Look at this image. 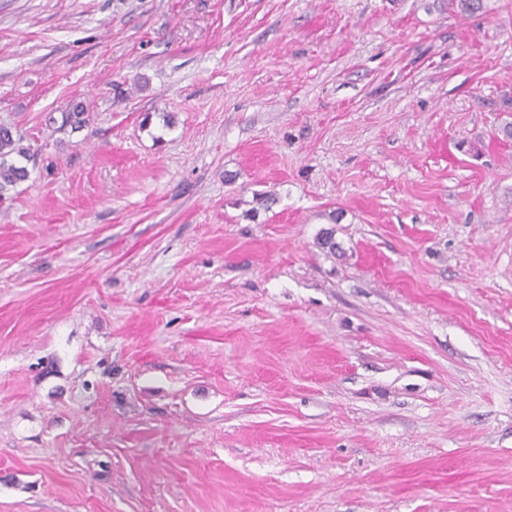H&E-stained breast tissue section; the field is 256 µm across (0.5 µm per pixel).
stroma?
<instances>
[{
	"label": "stroma",
	"instance_id": "35a3bbf8",
	"mask_svg": "<svg viewBox=\"0 0 512 512\" xmlns=\"http://www.w3.org/2000/svg\"><path fill=\"white\" fill-rule=\"evenodd\" d=\"M508 121L512 0H0V512H512ZM19 142L20 139H15L8 127H0V194L25 181L29 176L26 166L8 159L13 154L27 158V151L19 147Z\"/></svg>",
	"mask_w": 512,
	"mask_h": 512
}]
</instances>
